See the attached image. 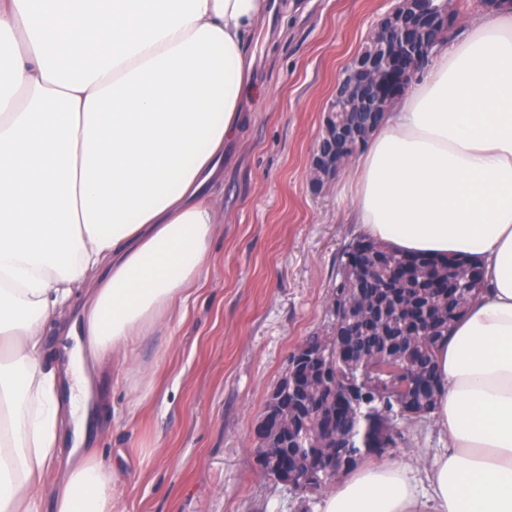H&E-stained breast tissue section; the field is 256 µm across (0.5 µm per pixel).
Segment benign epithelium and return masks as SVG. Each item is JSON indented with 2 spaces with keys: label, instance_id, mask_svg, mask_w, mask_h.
Returning <instances> with one entry per match:
<instances>
[{
  "label": "benign epithelium",
  "instance_id": "1",
  "mask_svg": "<svg viewBox=\"0 0 512 512\" xmlns=\"http://www.w3.org/2000/svg\"><path fill=\"white\" fill-rule=\"evenodd\" d=\"M454 27L448 0H396V5L377 23L368 45L357 53L336 81V89L324 118L323 133L309 162L310 183L316 192L331 184L349 161L350 152L362 145L412 77L428 61L439 37ZM308 358L299 352L288 359L287 373L270 393L273 409L261 417L258 429L270 424L287 429L297 422L296 411L279 408L280 389L297 388L289 372ZM310 446L330 456L331 471H344V453L336 439L311 434Z\"/></svg>",
  "mask_w": 512,
  "mask_h": 512
}]
</instances>
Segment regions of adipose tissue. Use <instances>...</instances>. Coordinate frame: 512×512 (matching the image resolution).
<instances>
[{
  "mask_svg": "<svg viewBox=\"0 0 512 512\" xmlns=\"http://www.w3.org/2000/svg\"><path fill=\"white\" fill-rule=\"evenodd\" d=\"M270 0H0V512H114L117 465L64 449L91 369L185 319L220 231L211 193L255 92ZM352 220L477 261L436 349L429 467L373 458L319 512H512V11H476L369 138ZM84 334L44 369L47 326ZM69 399L61 401L60 383ZM57 469V490L42 478ZM426 493H419V483Z\"/></svg>",
  "mask_w": 512,
  "mask_h": 512,
  "instance_id": "1",
  "label": "adipose tissue"
}]
</instances>
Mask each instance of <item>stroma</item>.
Here are the masks:
<instances>
[{
	"label": "stroma",
	"mask_w": 512,
	"mask_h": 512,
	"mask_svg": "<svg viewBox=\"0 0 512 512\" xmlns=\"http://www.w3.org/2000/svg\"><path fill=\"white\" fill-rule=\"evenodd\" d=\"M394 0H277L256 49L262 90L224 145L214 205L224 232L182 323L139 337L132 357L154 395L130 413L132 378L109 362L93 373L83 451L128 456L119 512H317V502L264 478L254 430L289 355L329 322L339 257L358 232L348 218L354 169L314 192L310 154L336 80ZM168 349L158 361L160 349ZM393 460L443 446L432 422L401 425Z\"/></svg>",
	"instance_id": "stroma-1"
}]
</instances>
